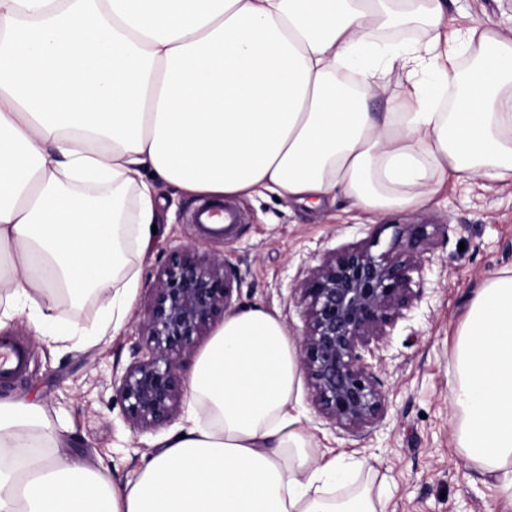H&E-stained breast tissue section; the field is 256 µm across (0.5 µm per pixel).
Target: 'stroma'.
Listing matches in <instances>:
<instances>
[{
  "instance_id": "35a3bbf8",
  "label": "stroma",
  "mask_w": 512,
  "mask_h": 512,
  "mask_svg": "<svg viewBox=\"0 0 512 512\" xmlns=\"http://www.w3.org/2000/svg\"><path fill=\"white\" fill-rule=\"evenodd\" d=\"M448 17L453 27L493 20L512 36V0H448ZM161 194L169 232L136 264L140 286L123 325L100 339L90 337L100 318V302L93 297L56 310L60 323L86 329L79 340L37 335L28 309L0 320V333L28 351L25 371L0 379L1 398L41 405L73 455L101 469L114 485L135 481L142 457L161 451L165 431L132 429L112 390V375L128 365L135 345L147 341L139 321L171 249L197 244L223 255L233 275L232 308L263 306L294 336L303 327V309L293 294L301 270L319 265L326 252L368 241L373 228L381 230L383 251L393 225L423 224L428 238L414 275L417 298L386 337L385 361L377 371L387 405L382 427L355 436L328 425L305 382L298 391L304 425L327 455L344 452L369 460L370 469L355 477L383 494L386 512H492L497 482L468 463L457 446L449 380L456 335L475 289L512 270L511 184L487 188L479 181H451L430 209L382 219L353 217L342 199L306 205L270 193L235 198L231 204L241 222L225 239L194 224L200 199L169 188Z\"/></svg>"
}]
</instances>
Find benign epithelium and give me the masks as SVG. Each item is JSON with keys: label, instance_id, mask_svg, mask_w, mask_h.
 Segmentation results:
<instances>
[{"label": "benign epithelium", "instance_id": "obj_1", "mask_svg": "<svg viewBox=\"0 0 512 512\" xmlns=\"http://www.w3.org/2000/svg\"><path fill=\"white\" fill-rule=\"evenodd\" d=\"M388 249L379 254L373 233L366 243L345 245L299 274L294 288L303 305L299 364L319 415L352 434L381 426L386 414L375 368L390 328L416 299L426 225L395 224ZM232 296L224 258L191 245L174 250L157 272L144 314L148 336L112 388L137 429H157L180 412L184 360L211 332Z\"/></svg>", "mask_w": 512, "mask_h": 512}]
</instances>
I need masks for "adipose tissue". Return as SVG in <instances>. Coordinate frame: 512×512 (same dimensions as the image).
Segmentation results:
<instances>
[{
    "label": "adipose tissue",
    "mask_w": 512,
    "mask_h": 512,
    "mask_svg": "<svg viewBox=\"0 0 512 512\" xmlns=\"http://www.w3.org/2000/svg\"><path fill=\"white\" fill-rule=\"evenodd\" d=\"M447 18L448 0H0V316L24 305L71 338L54 312L92 295L120 328L162 185L379 216L424 211L451 177L512 184V38ZM299 380L276 314L225 312L183 424L119 490L45 438L40 405L0 399V512H385L351 481L368 459H320ZM451 396L458 446L512 512L510 274L475 293Z\"/></svg>",
    "instance_id": "obj_1"
}]
</instances>
